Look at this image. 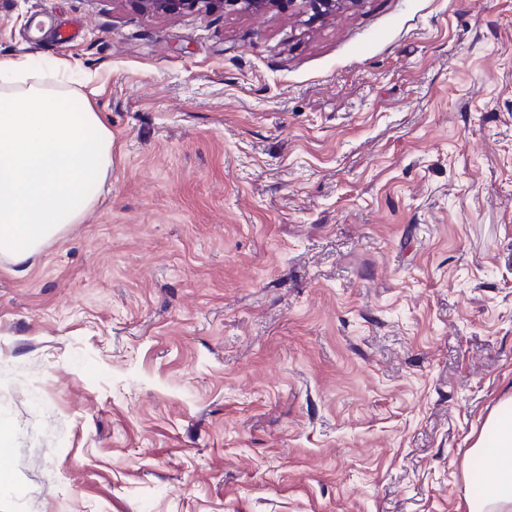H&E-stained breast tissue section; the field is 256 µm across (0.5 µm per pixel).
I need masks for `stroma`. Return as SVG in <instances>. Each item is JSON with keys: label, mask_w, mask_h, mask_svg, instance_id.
<instances>
[{"label": "stroma", "mask_w": 512, "mask_h": 512, "mask_svg": "<svg viewBox=\"0 0 512 512\" xmlns=\"http://www.w3.org/2000/svg\"><path fill=\"white\" fill-rule=\"evenodd\" d=\"M112 176L0 258V512H465L512 393V0H0ZM144 14L176 16L183 13L211 14L229 9L247 14H261L272 8L292 10L297 5L320 19L336 11L342 3L357 4L362 0H125ZM299 2V3H298Z\"/></svg>", "instance_id": "35a3bbf8"}]
</instances>
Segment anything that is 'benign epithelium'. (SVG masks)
<instances>
[{
    "label": "benign epithelium",
    "instance_id": "benign-epithelium-1",
    "mask_svg": "<svg viewBox=\"0 0 512 512\" xmlns=\"http://www.w3.org/2000/svg\"><path fill=\"white\" fill-rule=\"evenodd\" d=\"M134 9L144 14L176 16L183 13L211 14L229 9L247 14H261L272 8L292 10L297 5L320 19L336 11L342 3L357 4L359 0H128Z\"/></svg>",
    "mask_w": 512,
    "mask_h": 512
}]
</instances>
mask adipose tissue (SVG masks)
Here are the masks:
<instances>
[{"label":"adipose tissue","mask_w":512,"mask_h":512,"mask_svg":"<svg viewBox=\"0 0 512 512\" xmlns=\"http://www.w3.org/2000/svg\"><path fill=\"white\" fill-rule=\"evenodd\" d=\"M111 174L112 132L89 96L52 86L30 63L0 60V256L23 261L82 223ZM469 453L492 478L466 497V512H512V394Z\"/></svg>","instance_id":"ef3b65f1"}]
</instances>
